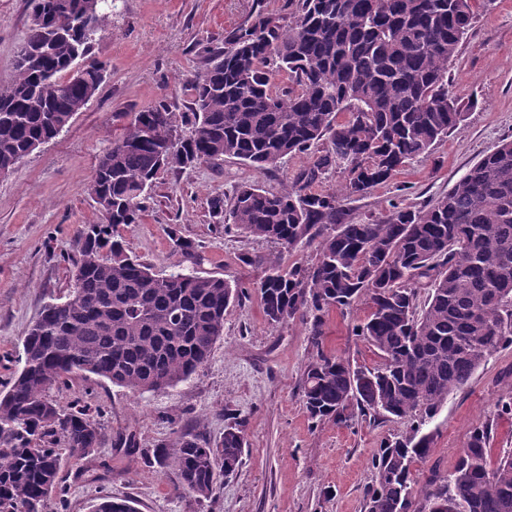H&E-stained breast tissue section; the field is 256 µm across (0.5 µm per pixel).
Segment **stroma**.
I'll list each match as a JSON object with an SVG mask.
<instances>
[{"label": "stroma", "instance_id": "1", "mask_svg": "<svg viewBox=\"0 0 512 512\" xmlns=\"http://www.w3.org/2000/svg\"><path fill=\"white\" fill-rule=\"evenodd\" d=\"M260 12L287 16V0H116L92 57L106 66L96 95L56 138L7 174L0 175V393L21 368L20 339L49 302L65 301L72 288L76 240L82 225L102 214L86 186L102 151L122 133L133 112L165 102L189 111L190 76L204 66L201 48L220 43ZM30 23L28 0H0V87L11 84L18 48ZM449 91L463 120L427 155L365 196H347L350 220L383 219L398 208L435 202L502 139L512 137V0H475L474 20L449 68ZM313 156L288 157L281 168L259 172L234 159L161 174L141 223L123 229L127 248L157 274L185 268L200 276L237 281L247 293L230 305L224 334L198 376L164 392L134 394L96 376L53 386L60 405L80 403L101 412L105 439L93 459L64 456L50 512H89L95 498L135 500L139 512H363L371 484V457L382 440L406 435L411 418L355 416L350 426L312 422L301 386L313 349L308 318L268 325L254 288L261 258L273 244L217 228L211 197L232 203L238 184L281 189ZM197 246L193 262L175 252L169 228ZM369 312L366 300L324 316V349L357 366L379 358L354 329ZM512 399V347L487 355L469 383L449 394L429 428L427 458L415 464L418 480L432 468L452 470L472 430L497 424L492 456L512 450V417L495 418L497 404ZM246 422L247 446L238 471L219 493L198 503L170 469L145 467L126 454L119 436L135 434L140 447L174 439L191 429L216 441L229 415Z\"/></svg>", "mask_w": 512, "mask_h": 512}]
</instances>
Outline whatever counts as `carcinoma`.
<instances>
[{
  "label": "carcinoma",
  "mask_w": 512,
  "mask_h": 512,
  "mask_svg": "<svg viewBox=\"0 0 512 512\" xmlns=\"http://www.w3.org/2000/svg\"><path fill=\"white\" fill-rule=\"evenodd\" d=\"M31 25L13 82L0 90V171L58 136L99 90L105 64L91 53L112 14L104 0H32ZM288 18L258 13L202 49L189 82L192 107L134 113L100 157L87 185L99 211L76 241L74 288L44 306L22 339V367L0 394V512H45L62 454L87 458L103 439L99 411L62 407L50 388L94 375L133 393L190 380L224 335V315L243 295L222 277L158 275L129 255L119 227L141 223L158 175L236 159L260 171L319 143L324 153L273 191L238 185L231 207L209 202L212 223L274 242L256 288L269 325L313 315L302 398L309 418L347 426L355 414L416 418L408 435L385 439L371 458L364 512H512V450L491 460L493 423L473 429L451 471L431 472L415 499L414 463L429 453L424 432L486 355L512 345V139L475 163L448 193L379 221L345 219L335 193L305 188L339 169L347 195L391 180L459 127L448 68L473 19V0H291ZM299 86L277 85L280 74ZM348 117L341 121L339 115ZM185 258L195 245L171 228ZM316 244L317 261L285 264L281 253ZM428 291L418 303V289ZM370 311L356 335L380 364L357 367L323 349V316L361 297ZM148 468H170L199 502L242 464L244 423L210 442L180 429L170 443L139 448ZM91 512H136L102 498Z\"/></svg>",
  "instance_id": "1"
}]
</instances>
